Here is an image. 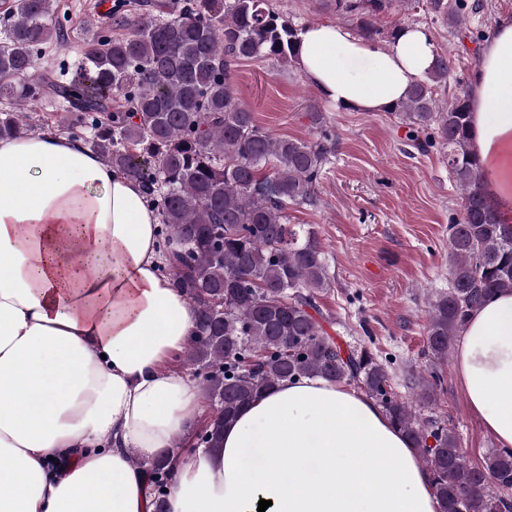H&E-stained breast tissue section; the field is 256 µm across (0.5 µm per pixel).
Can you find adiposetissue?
Segmentation results:
<instances>
[{
    "instance_id": "obj_1",
    "label": "adipose tissue",
    "mask_w": 512,
    "mask_h": 512,
    "mask_svg": "<svg viewBox=\"0 0 512 512\" xmlns=\"http://www.w3.org/2000/svg\"><path fill=\"white\" fill-rule=\"evenodd\" d=\"M430 33L380 45L306 26L302 73L327 102L383 112L430 71ZM470 147L512 223V18L480 50ZM142 184L81 141L0 139V512H153L141 467L190 439L204 398L175 360L196 311L164 270ZM468 407L512 448V291L474 311L454 351ZM140 464H133L132 455ZM438 512L410 441L375 402L320 378L287 380L178 466L169 512Z\"/></svg>"
}]
</instances>
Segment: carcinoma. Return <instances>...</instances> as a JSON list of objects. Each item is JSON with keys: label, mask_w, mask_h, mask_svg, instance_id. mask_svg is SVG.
Masks as SVG:
<instances>
[{"label": "carcinoma", "mask_w": 512, "mask_h": 512, "mask_svg": "<svg viewBox=\"0 0 512 512\" xmlns=\"http://www.w3.org/2000/svg\"><path fill=\"white\" fill-rule=\"evenodd\" d=\"M419 0H331L336 16L370 41L401 30L378 25L394 7ZM113 0L91 27L75 67H45L47 45L64 46L71 20L53 0H11L0 14V137L38 129L80 139L112 167L143 183L160 216L166 270L197 312V330L177 363L194 375L208 414L195 439L221 445L224 425L282 381L321 377L354 385L405 433L428 471L439 512H512V448H492L474 464L436 403L455 338L471 313L512 290V224H502L482 191L483 164L469 148L468 92L439 103L448 57L391 108L409 145L443 149L461 190V218L448 225V288L429 303L427 356L435 366L403 397L384 358L368 346L342 348L326 331L320 301L334 277L316 232L288 210L315 208L336 132L317 107L305 113L313 141L275 137L238 98L237 67L250 60L293 65L303 27L270 0ZM435 18L477 9L467 0H426ZM49 112H35L37 106ZM171 452L133 462L148 476L154 512H168Z\"/></svg>", "instance_id": "obj_1"}]
</instances>
